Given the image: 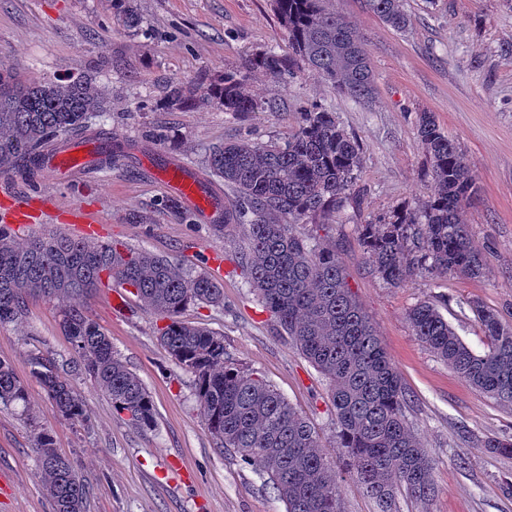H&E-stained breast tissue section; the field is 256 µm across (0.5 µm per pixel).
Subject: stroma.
Masks as SVG:
<instances>
[{
    "instance_id": "1",
    "label": "stroma",
    "mask_w": 512,
    "mask_h": 512,
    "mask_svg": "<svg viewBox=\"0 0 512 512\" xmlns=\"http://www.w3.org/2000/svg\"><path fill=\"white\" fill-rule=\"evenodd\" d=\"M142 32L130 37L109 0H0V57L27 77L93 73L112 99L103 131L126 152L105 169L89 167L76 181L44 168L35 181L0 172V188L50 197L58 219L32 221L40 235L69 230L70 208L85 206L106 242L146 248L195 269H210L217 253L220 307L192 306L184 320L224 336L234 362L281 393L315 429L331 465H341L329 383L303 357L250 292L233 257L242 228L210 227V216L183 205L156 174L162 160L203 173L209 145L247 137L286 142L301 112L314 105L335 112L358 140L361 164L342 220L295 225L297 234L336 246L349 285L372 319L398 368L410 403L407 417L433 459L437 492L423 505L398 496L397 512H512V454L488 440L512 442V407L462 381L414 335L410 309L434 304L473 351L487 348L476 306L512 326V0H404L411 18L403 32L388 28L366 0H328L354 24L370 52L376 93L363 105L303 69L274 82L251 78L267 110L238 119L208 106H166L172 85L208 84L258 49L284 52L288 38L273 0H134ZM432 113L456 141L476 176L464 219L486 258L481 277L414 274L384 282L359 244L362 225L425 201L427 156L420 113ZM100 324L142 380L156 411L155 430L141 431L112 411L108 398L77 366L61 327L57 301L30 300L20 324L0 326V359L27 388L28 404L55 438L89 490L86 512H286L259 472L217 448L202 420L193 374L161 347V322L127 289L104 288L76 300ZM53 358L62 379L86 398L82 420L59 416L31 375L30 355ZM0 512H53L31 433L18 411L0 406Z\"/></svg>"
}]
</instances>
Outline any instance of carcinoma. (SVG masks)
Segmentation results:
<instances>
[{
	"label": "carcinoma",
	"mask_w": 512,
	"mask_h": 512,
	"mask_svg": "<svg viewBox=\"0 0 512 512\" xmlns=\"http://www.w3.org/2000/svg\"><path fill=\"white\" fill-rule=\"evenodd\" d=\"M132 0H112V11L137 35L141 21ZM395 31L411 24L403 0H367ZM291 53L270 48L206 87L182 82L171 102L184 108L219 106L245 115L270 108L250 89L252 74L285 80L312 69L339 92L370 102L375 80L370 58L353 25L329 10L326 0H275ZM109 93L86 74L67 79H25L0 63V170L15 169L28 181L42 170L49 148L65 136L82 139L107 111ZM418 132L428 158L430 194L405 209L365 224L364 253L375 273L400 284L414 272L426 276L484 273L482 252L461 214L476 180L460 147L434 116L420 114ZM361 163L359 142L336 115L312 106L301 113L285 143L250 139L212 145L207 177L231 189L224 224L245 231L236 263L262 307L307 361L329 381L339 447L350 476L378 505L393 512L398 493L428 503L436 487L433 464L406 418L409 398L376 329L352 292L336 247L293 232L292 225L330 216L343 207ZM113 284L133 289L144 309L166 321L159 340L169 356L194 374L204 424L217 445L257 468L286 504V512H344L342 476L326 461L309 422L266 381L226 360L223 337L181 319L191 305H224L223 286L207 272L192 271L145 249L85 241L59 233L25 242L0 226V325L19 322L30 298L65 301L90 297ZM488 338L473 352L442 314L424 302L408 314L412 331L468 385L512 406V328L488 309L478 310ZM62 327L84 372L132 426L155 423L152 397L114 351L102 327L82 310L62 309ZM31 375L57 412L84 417V400L60 379L55 361L30 357ZM0 404L22 406L31 427L42 479L54 512H85L86 487L72 462L60 454L50 431L27 405V390L11 364L0 359Z\"/></svg>",
	"instance_id": "obj_1"
}]
</instances>
